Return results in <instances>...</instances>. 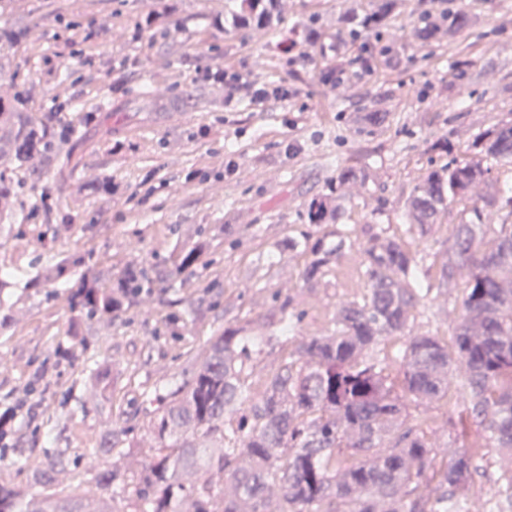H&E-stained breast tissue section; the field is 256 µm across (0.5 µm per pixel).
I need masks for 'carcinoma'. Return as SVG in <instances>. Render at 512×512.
<instances>
[{
  "label": "carcinoma",
  "mask_w": 512,
  "mask_h": 512,
  "mask_svg": "<svg viewBox=\"0 0 512 512\" xmlns=\"http://www.w3.org/2000/svg\"><path fill=\"white\" fill-rule=\"evenodd\" d=\"M230 2L235 27L277 29L279 0ZM370 2L363 14L342 17L349 38L380 32L405 4ZM421 2L423 13L435 18L422 22L418 36L427 42L448 36V52L461 57L468 46L453 38L468 26V11L448 0ZM3 139L17 168L53 152L42 121L0 102ZM470 151V160L433 170L414 188L407 210L420 232L439 223L453 202L473 197L479 186L485 189L484 206L496 204L489 174L494 165L512 167V124L481 133ZM366 178L360 168L343 167L336 187ZM344 213L341 196L327 194L309 206L308 220L339 224ZM472 213L473 220L458 226L454 249L445 250L440 267L450 286L465 279L453 347L436 336H412L398 376L390 375L376 348L406 328L415 307L410 282L417 264L397 241L369 239L361 247L369 298L340 304L332 335L301 338L288 361L266 377L259 397L252 396L240 362L255 339L227 329L210 340L198 371L160 400L150 420L156 452L139 463L144 490L134 512H502L491 499L473 509L470 482L479 469L474 455L463 451L434 469V444L404 416L408 403L439 401L454 383L468 393L485 440L512 450V210L488 243L483 209L475 206ZM349 241L340 235L330 246L317 242L305 278L317 277ZM206 254V243H195L177 255V269H191ZM149 282L146 272L125 271L113 284L125 288L114 306L112 288L100 287L88 272L75 283L70 301L83 316H110L133 305ZM87 380L107 398L112 367L94 365ZM347 451L358 463L336 466L337 456ZM55 482L51 460L28 485H0V512H125L116 507L124 483L118 471L97 473L96 490L75 495L53 492Z\"/></svg>",
  "instance_id": "carcinoma-1"
}]
</instances>
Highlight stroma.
<instances>
[{"instance_id":"1","label":"stroma","mask_w":512,"mask_h":512,"mask_svg":"<svg viewBox=\"0 0 512 512\" xmlns=\"http://www.w3.org/2000/svg\"><path fill=\"white\" fill-rule=\"evenodd\" d=\"M154 4L0 0V28L26 31L23 44L0 47V101L23 98L56 151L72 157L65 171L0 159V179L13 188L12 212L0 216V270L10 274L0 303L14 315L0 334V412L26 396L33 404L0 454V485L29 481L52 456L56 493L82 492L98 471L123 465L88 456L106 434L120 445L135 439L150 458L148 423L159 396L224 329L259 338L243 364L256 387L301 337L331 335L337 306L369 295L364 256L343 251L310 281L304 270L308 244L333 243L344 229L362 243L376 235L401 242L421 269L426 295L404 334L382 345L390 365L408 337L451 342L461 314L448 300L463 290L442 284L439 267L458 224L471 219L472 201L449 205L424 235L408 224L404 203L429 170L468 160L476 135L512 122V0H464L472 49L461 67L416 36L419 0H406L403 13L362 44L343 35L338 20L367 10L369 0H279V29L297 41L286 54L264 32L236 31L227 0H179L162 26L150 27ZM309 24L318 30L312 42L303 39ZM365 44L390 52L366 70ZM220 71L288 95L256 105L249 92L230 94ZM87 107L93 120L82 117ZM369 111L383 113V122L357 134L359 115ZM440 138L452 153L433 149ZM229 153L237 161L230 174ZM346 165L367 179L350 187L343 223H309V203ZM106 181L122 193H101ZM45 188L54 207L41 214L32 202ZM202 236L205 261L176 273L174 254ZM289 239L302 249L283 250ZM70 255L97 271L101 287L132 267L148 269L153 285L132 308L84 320L72 341L69 289L83 267L31 285L44 265ZM98 362L112 366L105 403L85 381ZM467 402L454 390L437 404H408L406 414L435 442L437 462L477 449L471 495L483 498L512 470V453L485 445Z\"/></svg>"}]
</instances>
